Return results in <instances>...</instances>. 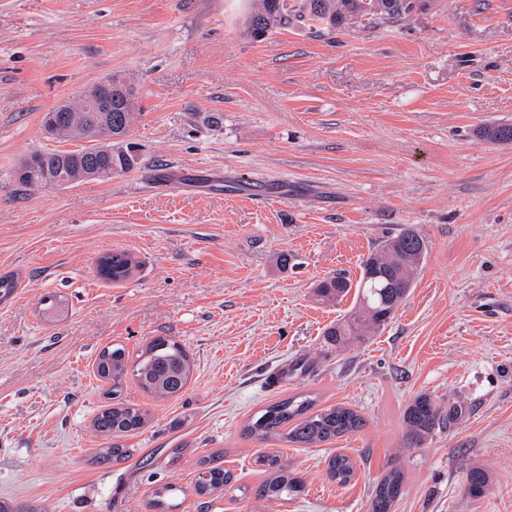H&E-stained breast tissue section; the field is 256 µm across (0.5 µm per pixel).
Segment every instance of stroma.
Returning a JSON list of instances; mask_svg holds the SVG:
<instances>
[{
	"mask_svg": "<svg viewBox=\"0 0 512 512\" xmlns=\"http://www.w3.org/2000/svg\"><path fill=\"white\" fill-rule=\"evenodd\" d=\"M248 13L249 0H0V276L21 283L0 304V500L153 512L151 490L171 483L175 512H366L397 468L394 512H512V142L483 134L512 125V0H436L326 36L296 22L259 40ZM116 71L139 97L128 140L141 168L14 183L18 161L58 146L46 113ZM159 170L178 172L169 189L148 185ZM406 228L427 246L411 295L369 342L331 350L324 332L354 298L318 303L314 284L359 281ZM118 250L138 266L115 284L99 263ZM155 336L185 344L193 376L171 399L127 379L122 399L149 421L125 440L132 459L93 464L109 403L94 363ZM282 362L287 383L267 389ZM421 392L447 419L408 448L402 413ZM299 393L355 409L363 428L311 448L244 435ZM271 450L303 492L242 495ZM213 453L236 484L201 497L196 463ZM335 453L355 463L344 486L326 473ZM475 464L492 480L478 500L465 491Z\"/></svg>",
	"mask_w": 512,
	"mask_h": 512,
	"instance_id": "1",
	"label": "stroma"
}]
</instances>
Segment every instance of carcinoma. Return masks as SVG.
Instances as JSON below:
<instances>
[{
    "label": "carcinoma",
    "mask_w": 512,
    "mask_h": 512,
    "mask_svg": "<svg viewBox=\"0 0 512 512\" xmlns=\"http://www.w3.org/2000/svg\"><path fill=\"white\" fill-rule=\"evenodd\" d=\"M414 0H253L248 17V30L256 38L272 33L295 19L309 25L317 32L329 33L350 24L357 16L368 24H393L412 13ZM133 85L121 74L112 75V90L104 101L97 95L84 92L69 101V111L63 120L56 122L57 139L75 141L106 135L117 138L115 152L102 156L85 147L80 151L57 149L36 151L28 160L30 175L18 177L15 182L24 188H39L43 183L38 178L61 171L78 175L102 170L111 175L128 173L138 169L140 161L130 163L124 151L127 136L137 110ZM112 106V113L94 111L95 103ZM426 246L413 230H405L384 240L363 260L362 275L357 284L343 276H334L317 283L313 295L319 301L331 302L356 290V300L343 319L325 331L326 342L331 348L343 350L351 344L366 341L372 333L385 326L397 309L407 300L415 282L416 272L423 264ZM111 269L113 281L128 277L135 261L125 251H116L104 260ZM100 380L111 383L107 395L112 404L103 409L94 419V431L112 445L99 448L93 454L98 464L122 463L133 456V449L119 442L126 434L144 427L148 422L147 412L129 405L120 399L124 379L132 376L148 394L161 399L181 394L189 383L192 372L188 351L180 342L169 337L152 339L133 361L121 345L103 349L95 364ZM316 400L292 396L275 401L260 410L246 425L248 436L259 441L277 439L293 447L309 448L360 430L363 417L353 409L336 404L315 408ZM446 415L427 393L415 395L403 410L407 427L405 447L423 448L435 435V430L444 424ZM327 472L331 479L346 484L354 474V463L346 454H334L326 459ZM256 464L264 468L265 479L258 485L254 496L262 501L286 500L299 492L301 479L289 470L279 454L272 451L259 456ZM405 476L398 469L387 473L370 498L368 512H393L400 497ZM232 480V474L212 460L199 463L195 475L194 489L199 496H209L224 489ZM490 487L489 473L474 466L467 473V493L474 499L484 497ZM181 489L172 484L157 487L151 493V506L156 512H171L177 507L175 500Z\"/></svg>",
    "instance_id": "1"
}]
</instances>
